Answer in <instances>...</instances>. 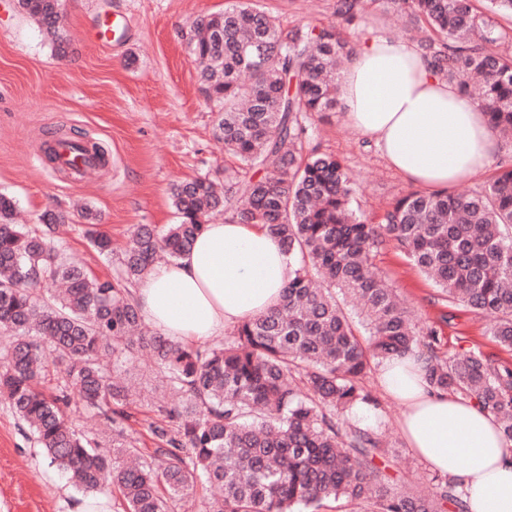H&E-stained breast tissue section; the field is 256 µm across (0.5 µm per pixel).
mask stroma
<instances>
[{
  "label": "stroma",
  "instance_id": "obj_1",
  "mask_svg": "<svg viewBox=\"0 0 512 512\" xmlns=\"http://www.w3.org/2000/svg\"><path fill=\"white\" fill-rule=\"evenodd\" d=\"M16 0H0V194L16 203L17 222L38 227L48 208L67 213L60 239L68 254L101 278L116 266L99 255L84 233L82 208L97 213L98 231L122 248L139 224L175 223L170 188L199 175L223 176L229 159L214 138L216 114L186 53L183 35L198 17L224 9L225 0H64L65 50L57 52L39 26L20 13ZM336 0H262L283 28L338 23L350 43L367 30L406 41L404 16L375 0L352 21H337ZM306 149L338 157L355 177L359 209L378 222L384 209L414 191L391 169L378 147L343 122L340 113L307 121ZM54 135L102 145L107 162L86 181L53 168L46 154ZM375 270L396 288L417 326H436L441 350L479 348L500 361L512 351L488 334V322L468 308L442 301L434 283L406 257L382 245ZM450 321H443V314ZM127 377L141 390L131 404L130 429L140 447L153 445L149 394L153 371L136 361ZM366 383L381 408L360 411L355 424L378 430L400 485L428 488L433 473L408 448L399 428L402 406L384 392L377 373ZM76 490L51 466L12 410L0 403V512H65Z\"/></svg>",
  "mask_w": 512,
  "mask_h": 512
}]
</instances>
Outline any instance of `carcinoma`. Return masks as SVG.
<instances>
[{
  "mask_svg": "<svg viewBox=\"0 0 512 512\" xmlns=\"http://www.w3.org/2000/svg\"><path fill=\"white\" fill-rule=\"evenodd\" d=\"M407 12L417 49L459 86L475 77L491 132L512 139V55L472 0H384ZM21 11L64 51L61 0H18ZM217 109L215 137L241 170L224 169V187L204 175L171 188L177 221L141 224L101 279L54 239L66 221L13 223V198L0 195V401L32 432L50 464L72 484H110L119 512H171L200 483L221 490L203 512H465L463 493L443 476L426 493L394 484L377 461L383 441L346 419L381 403L363 381L391 356L424 361L427 383L471 399L512 443V363L480 349L439 354V331L417 327L373 264L389 241L443 300L491 319L489 335L512 350V166L468 195L412 191L380 222L364 220L357 183L342 162L304 152L307 115L339 106L336 64L354 49L333 25L284 30L259 0H226L187 37ZM230 211L263 224L296 261L282 303L249 318L208 346L146 328L131 289L160 258L190 251L208 217ZM102 255L112 240L87 231ZM59 290L49 297L45 284ZM143 356L163 373L165 390L149 423L156 448L144 453L128 433L132 394L117 372ZM69 362L49 394L50 369ZM112 423V447L79 434L72 399Z\"/></svg>",
  "mask_w": 512,
  "mask_h": 512,
  "instance_id": "obj_1",
  "label": "carcinoma"
}]
</instances>
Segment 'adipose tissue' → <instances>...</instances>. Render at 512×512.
<instances>
[{
	"label": "adipose tissue",
	"mask_w": 512,
	"mask_h": 512,
	"mask_svg": "<svg viewBox=\"0 0 512 512\" xmlns=\"http://www.w3.org/2000/svg\"><path fill=\"white\" fill-rule=\"evenodd\" d=\"M342 119L373 139L409 182L442 192L493 162L499 146L478 104L434 73L416 47L364 38L340 85ZM295 263L264 225L225 217L206 225L178 260L153 266L133 290L143 320L195 345L278 306ZM420 364L385 360L379 380L404 408L405 442L464 492L468 512H512V444L495 418L449 392L429 390Z\"/></svg>",
	"instance_id": "1"
}]
</instances>
